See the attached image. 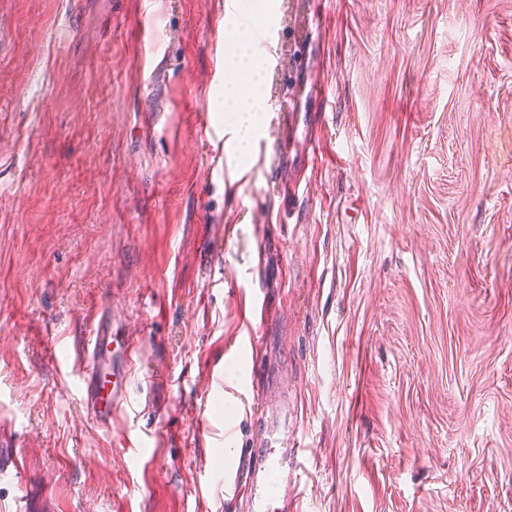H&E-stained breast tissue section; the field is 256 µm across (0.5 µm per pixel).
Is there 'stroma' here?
Wrapping results in <instances>:
<instances>
[{
    "instance_id": "obj_1",
    "label": "stroma",
    "mask_w": 512,
    "mask_h": 512,
    "mask_svg": "<svg viewBox=\"0 0 512 512\" xmlns=\"http://www.w3.org/2000/svg\"><path fill=\"white\" fill-rule=\"evenodd\" d=\"M245 3L0 0V512H253L271 430L281 512H512V0ZM97 328L108 430L60 368ZM256 29L253 24L240 22L236 26L234 34L235 43L241 48V57L248 59V65L253 72H259L263 67L262 57L254 50ZM251 49H253V53ZM224 86V112H246L247 117H239L236 121L238 149L241 154H247L250 139L257 131L259 124L258 111L255 108V98L248 96L240 98L235 95L236 86ZM122 343L120 346L118 336L98 329L88 341L85 363L76 373L82 403L96 424L104 429L112 425L113 411L127 400L131 363ZM111 344L118 345L112 350V362L108 358Z\"/></svg>"
}]
</instances>
